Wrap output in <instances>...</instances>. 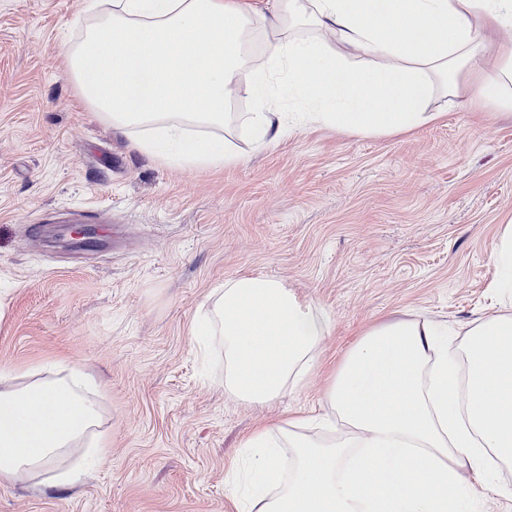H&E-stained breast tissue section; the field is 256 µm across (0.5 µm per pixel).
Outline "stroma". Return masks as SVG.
Returning <instances> with one entry per match:
<instances>
[{
  "label": "stroma",
  "mask_w": 512,
  "mask_h": 512,
  "mask_svg": "<svg viewBox=\"0 0 512 512\" xmlns=\"http://www.w3.org/2000/svg\"><path fill=\"white\" fill-rule=\"evenodd\" d=\"M84 0H0V369L57 362L99 381L105 455L73 487L0 484V512H237L226 472L252 431L322 413L373 325L491 316L492 253L512 222V115L445 107L394 136L316 127L241 165L150 158L79 96L64 49ZM93 224L99 245L65 227ZM266 274L334 329L301 389L264 407L224 395L189 328L210 288ZM473 512H512V483L465 473Z\"/></svg>",
  "instance_id": "35a3bbf8"
}]
</instances>
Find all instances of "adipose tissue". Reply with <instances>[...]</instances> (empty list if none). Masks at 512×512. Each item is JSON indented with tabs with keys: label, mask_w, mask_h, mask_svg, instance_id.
Here are the masks:
<instances>
[{
	"label": "adipose tissue",
	"mask_w": 512,
	"mask_h": 512,
	"mask_svg": "<svg viewBox=\"0 0 512 512\" xmlns=\"http://www.w3.org/2000/svg\"><path fill=\"white\" fill-rule=\"evenodd\" d=\"M88 0L66 49L80 97L142 153L189 168L234 165L223 135L270 148L296 130L390 136L439 120L435 95L512 112V0ZM503 309L461 338L428 318L363 332L325 391L242 442L224 479L239 512H462L459 471L512 468V225L494 254ZM190 336L224 353V393L261 407L299 390L333 329L279 278L215 286ZM98 386L63 363L0 371V483L68 487L75 454L105 451Z\"/></svg>",
	"instance_id": "obj_1"
}]
</instances>
